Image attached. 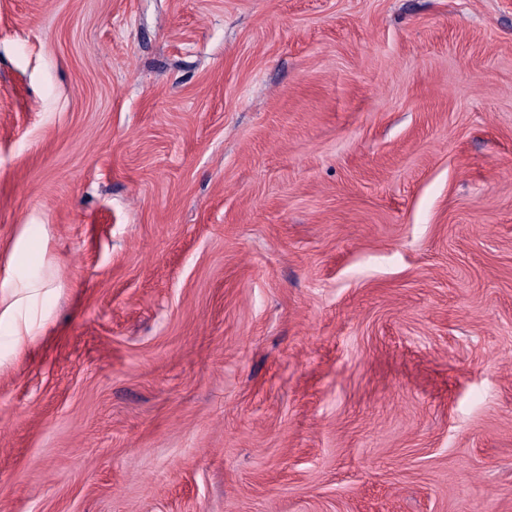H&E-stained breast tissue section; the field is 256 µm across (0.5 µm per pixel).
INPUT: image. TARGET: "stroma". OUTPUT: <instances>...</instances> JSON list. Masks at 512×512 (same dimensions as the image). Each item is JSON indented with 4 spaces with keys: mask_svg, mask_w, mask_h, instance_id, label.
Returning <instances> with one entry per match:
<instances>
[{
    "mask_svg": "<svg viewBox=\"0 0 512 512\" xmlns=\"http://www.w3.org/2000/svg\"><path fill=\"white\" fill-rule=\"evenodd\" d=\"M28 278L0 512H512V0H0Z\"/></svg>",
    "mask_w": 512,
    "mask_h": 512,
    "instance_id": "obj_1",
    "label": "stroma"
}]
</instances>
